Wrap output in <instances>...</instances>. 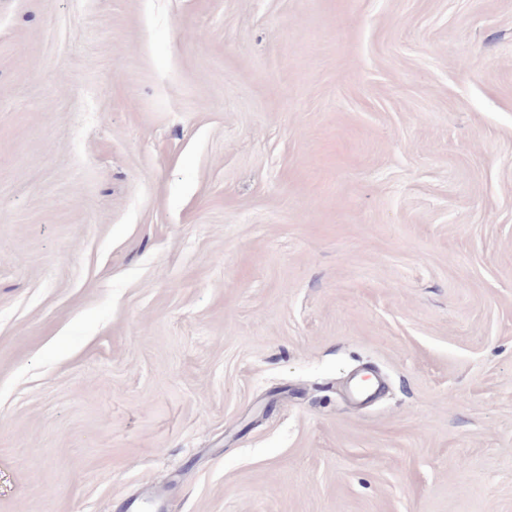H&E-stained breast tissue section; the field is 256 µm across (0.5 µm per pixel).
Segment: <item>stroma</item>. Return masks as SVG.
<instances>
[{
    "label": "stroma",
    "instance_id": "stroma-1",
    "mask_svg": "<svg viewBox=\"0 0 512 512\" xmlns=\"http://www.w3.org/2000/svg\"><path fill=\"white\" fill-rule=\"evenodd\" d=\"M0 512H512V0H0Z\"/></svg>",
    "mask_w": 512,
    "mask_h": 512
}]
</instances>
